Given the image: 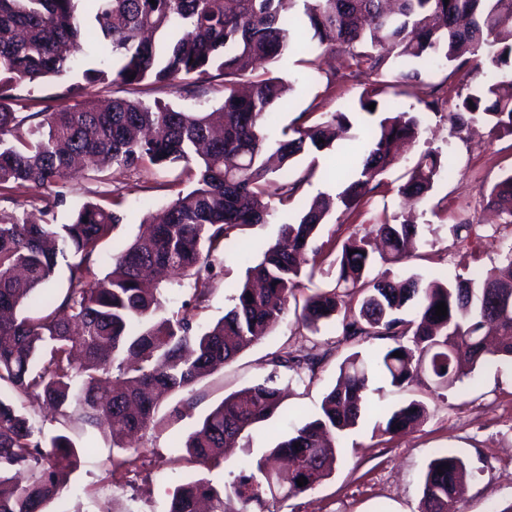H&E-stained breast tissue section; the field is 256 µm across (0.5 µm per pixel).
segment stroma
<instances>
[{"mask_svg":"<svg viewBox=\"0 0 512 512\" xmlns=\"http://www.w3.org/2000/svg\"><path fill=\"white\" fill-rule=\"evenodd\" d=\"M321 53L308 31H301L296 49L274 65V72L290 83L291 92L267 116L266 131L278 135L301 113L312 109L347 113L351 127L319 154L317 167L303 156L291 168V176H306L299 198L307 203L318 193H338L351 170L360 161L359 149L375 118L359 108L364 83L348 76L343 57L329 55L321 72L301 66L303 58ZM426 80L441 85L449 103L458 94L476 92L498 79V70L471 66L430 65ZM224 80L215 77L197 83L193 92H176L153 85L126 86L101 84L94 94L101 100L112 98L162 101L189 112H202L223 99ZM63 86L58 84L19 87L14 110L25 125L36 124L40 113L62 105ZM424 93L416 86L402 93L387 92L380 98V110L419 112L423 115L422 134L415 146L402 151L396 165L383 176V183L370 192L352 212L336 211L323 225L318 237L326 247H341L350 234H365L373 224L389 219L398 224L411 219L420 229L416 255L410 261L392 266L395 276L416 273L424 278L467 277L492 266L499 245L512 243V224L502 223L487 209L491 188L512 173V135L491 131L475 123L470 132L451 133L447 111L425 110ZM432 148L442 154L451 175H440L428 195L417 204L404 202L396 193L397 178L413 165L420 153ZM183 185L178 170L172 169L143 178L134 170L113 171L104 180L80 172L68 175L61 189L62 200L33 189L0 193V212L18 217L46 216L53 224L69 223L84 203H104L114 196L125 200L127 219L119 233L104 247V258L97 272H107L110 256L121 250L139 231L144 212L165 208ZM296 209L276 207L267 224L245 227L228 251L224 266L211 280L209 299L199 309L196 323L206 329L233 305L234 284L255 261L256 247L274 242L279 226L292 220ZM457 224H475L485 240L467 259H459L460 244L453 234ZM382 339H346L340 328L327 326L314 333L298 323L295 315L286 319L260 341L224 366L206 374L193 389V405L180 397H169L157 420L141 439L132 443L140 455L137 472L114 478L110 459L114 453L109 436H91V450L68 479L67 512H112L121 502L125 512H168L175 488L195 477H206L216 485L233 479L241 460L259 457L277 438L288 434L292 424L315 416L324 396L334 386L340 363L352 353L362 358L382 351ZM326 352L327 357L315 376L291 379L288 370L274 366L276 354L306 350ZM274 379L286 393L278 414L255 425L226 460L217 468L186 467L181 462L182 445L196 424L225 396L243 387ZM427 404L426 420L411 432L390 438L375 433V415H366L359 424L336 438L338 457L332 474L314 490L279 500L278 512H419L423 475L440 449H451L467 466V477L458 494L457 512H501L512 504V361L501 359L477 366L453 388L440 389L428 376L404 389H397L380 377L370 383L368 401L386 409L411 400Z\"/></svg>","mask_w":512,"mask_h":512,"instance_id":"1","label":"stroma"}]
</instances>
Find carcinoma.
Listing matches in <instances>:
<instances>
[{"mask_svg":"<svg viewBox=\"0 0 512 512\" xmlns=\"http://www.w3.org/2000/svg\"><path fill=\"white\" fill-rule=\"evenodd\" d=\"M297 19L325 50L347 58L351 76L364 80L359 105L370 115L368 105L390 88L381 77L391 71L396 86L430 88L421 99L425 109L447 104L420 70L402 69L409 62L512 65V0H0V191L51 189L77 161L99 178L114 167L148 176L179 166L190 184L162 219L143 217L146 231L112 255L102 276L94 259L126 219L123 200L88 202L69 224L0 212V512H44L62 500L67 476L87 449L66 432L45 436L28 408L44 407L62 425L75 416L125 451L128 437L154 424L167 395L193 391L209 367L234 360L278 324L291 302L312 331L335 324L347 339L393 344L368 360L348 357L318 415L262 456L243 461L223 487L206 478L178 486L169 512H198L202 500L209 512H264L277 501L272 480L285 493L314 489L335 468L334 438L358 425L366 410L374 375L401 389L422 368L451 388L465 363L512 358V244L499 248L498 265L453 281L417 274L394 280L386 271L369 276L378 259L408 260L416 224H376L371 234L350 235L333 258L313 246L334 211L355 209L397 163L394 145L419 138L420 120L409 112L381 113L343 190L318 194L282 223L275 243L259 248L260 258L234 285L233 307L208 330L196 329L209 281L242 229L269 223L271 199L287 207L300 196L306 179L289 178L290 165L330 148L333 127L351 126L344 112H310L277 139L265 132L266 115L283 92L272 66L294 47ZM99 56L110 64L82 70V81L66 89L82 102L42 113L35 126L18 119L12 104L20 85L64 83L81 62ZM217 75L224 77L223 99L206 112L125 98L99 108L89 100L99 84L182 89ZM479 118L512 134V76L458 96L449 113L456 134ZM443 167L439 153L424 152L404 173L398 195L421 201ZM277 171L279 181L272 177ZM488 204L512 224V174L492 187ZM71 256L67 288L54 301L43 291L59 259ZM329 258L335 286L298 298L302 279L312 280ZM155 272L191 290L171 316L166 289L150 283ZM441 302L447 315L438 317ZM396 351L401 356H393ZM324 358L285 351L273 363L313 374ZM280 397L270 378L226 396L188 435L182 459L208 469L219 465L230 441L278 412ZM372 412L381 416L377 429L394 437L419 425L428 408L412 400ZM139 461L122 454L111 465L131 473ZM465 475L461 458L439 451L423 476L420 512L455 508ZM302 476L308 483L300 487Z\"/></svg>","mask_w":512,"mask_h":512,"instance_id":"carcinoma-1","label":"carcinoma"}]
</instances>
